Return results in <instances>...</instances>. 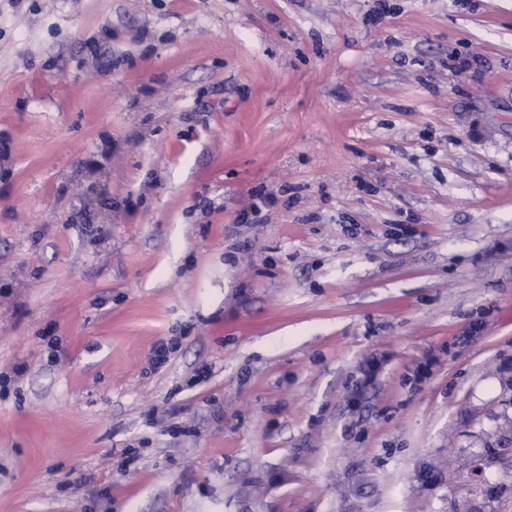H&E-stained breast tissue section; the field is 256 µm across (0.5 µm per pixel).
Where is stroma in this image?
Masks as SVG:
<instances>
[{
    "label": "stroma",
    "instance_id": "35a3bbf8",
    "mask_svg": "<svg viewBox=\"0 0 512 512\" xmlns=\"http://www.w3.org/2000/svg\"><path fill=\"white\" fill-rule=\"evenodd\" d=\"M374 3L0 0V512H512V0Z\"/></svg>",
    "mask_w": 512,
    "mask_h": 512
}]
</instances>
